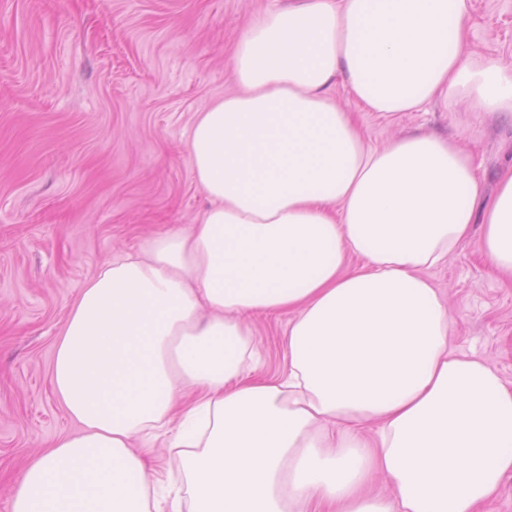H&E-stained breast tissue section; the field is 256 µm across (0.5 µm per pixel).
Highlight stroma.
<instances>
[{
    "label": "stroma",
    "instance_id": "1",
    "mask_svg": "<svg viewBox=\"0 0 512 512\" xmlns=\"http://www.w3.org/2000/svg\"><path fill=\"white\" fill-rule=\"evenodd\" d=\"M289 0H0V512L14 480L78 432L50 385L63 319L100 266L185 230L209 201L187 141L197 112L236 92L231 51ZM464 55L512 66V0H470ZM331 96L366 143L432 131L472 155L494 198L512 166V123L433 102L387 121L347 88ZM481 225L426 269L450 315L449 345L512 385V283L478 251ZM291 312L251 322L250 379L286 374Z\"/></svg>",
    "mask_w": 512,
    "mask_h": 512
}]
</instances>
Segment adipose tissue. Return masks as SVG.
<instances>
[{
	"mask_svg": "<svg viewBox=\"0 0 512 512\" xmlns=\"http://www.w3.org/2000/svg\"><path fill=\"white\" fill-rule=\"evenodd\" d=\"M467 31L468 0H294L246 28L239 93L188 139L211 205L83 288L51 373L80 430L24 470L11 512H479L512 473V386L449 351L422 271L479 221L512 279V169L485 201L456 139L366 146L328 95L387 120L464 97L512 122V70L466 64ZM284 309L287 375L247 380L250 313ZM146 434L187 486H161ZM136 448L143 451L148 459H150L156 469L160 472L163 480L169 477L168 468L173 467V455L175 450L167 448V443L163 441V437L158 439H149L136 443Z\"/></svg>",
	"mask_w": 512,
	"mask_h": 512,
	"instance_id": "ef3b65f1",
	"label": "adipose tissue"
}]
</instances>
